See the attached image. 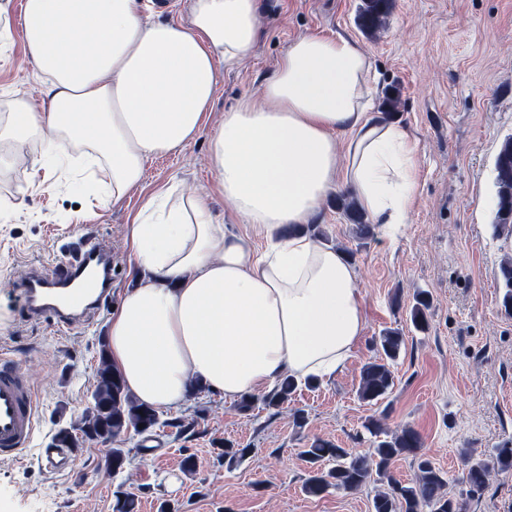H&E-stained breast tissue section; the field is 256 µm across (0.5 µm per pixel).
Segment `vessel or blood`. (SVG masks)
<instances>
[{"mask_svg":"<svg viewBox=\"0 0 512 512\" xmlns=\"http://www.w3.org/2000/svg\"><path fill=\"white\" fill-rule=\"evenodd\" d=\"M97 262L111 266V256L94 240L79 245L70 259L53 267L36 265L18 281L26 310L34 316L51 315L68 323L71 315L87 308L91 287L84 280V267ZM37 402L28 378L20 373L8 354H0V458L22 459L35 430Z\"/></svg>","mask_w":512,"mask_h":512,"instance_id":"vessel-or-blood-1","label":"vessel or blood"}]
</instances>
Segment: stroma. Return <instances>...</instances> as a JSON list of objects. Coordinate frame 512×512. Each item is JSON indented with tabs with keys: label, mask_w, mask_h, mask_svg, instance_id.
<instances>
[{
	"label": "stroma",
	"mask_w": 512,
	"mask_h": 512,
	"mask_svg": "<svg viewBox=\"0 0 512 512\" xmlns=\"http://www.w3.org/2000/svg\"><path fill=\"white\" fill-rule=\"evenodd\" d=\"M24 0H0L10 22L0 40V113L16 99L45 102L24 49ZM362 0H261L259 40L241 66L221 69L215 103L198 136L180 151L154 158L138 187L108 200L109 174L53 181L39 140L24 161L0 167V352L31 374L37 399L35 436L23 460L0 459V512H112L122 490L139 512H371L376 483L356 491L305 493L307 464L299 451L317 439L358 454L377 417L386 432L414 428L421 451L448 476L464 512H512V470L493 474L478 492L464 478L460 453L490 456L512 448V314L501 305L502 261L512 233L496 227L495 159L512 135V0H392L384 29L358 23ZM318 33L356 39L372 61L376 101L399 97L393 122L417 143L416 201L394 233L375 227L353 237L337 210L344 187L328 193L314 222L325 240L353 252L366 331L353 357L332 379L299 385L288 403H256L243 412L211 391H196L179 409H162L151 433L122 438L128 458L113 472L95 443L68 449L64 470L43 469L39 455L59 429L76 430L92 404L100 351L112 312L131 284L127 226L146 197L170 186L209 193L224 223L236 218L212 193L210 139L225 109L259 96L288 43ZM94 236L112 252V296L100 317L62 326L29 319L13 284L34 261L55 264ZM428 294L429 327L416 331L409 311ZM400 329L405 347L393 367L395 386L379 404L358 396L362 367L376 359L375 341ZM304 411L295 427L292 415ZM249 448L239 465L224 462L225 443ZM192 457L193 471L182 462Z\"/></svg>",
	"instance_id": "stroma-1"
}]
</instances>
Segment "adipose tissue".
Returning a JSON list of instances; mask_svg holds the SVG:
<instances>
[{"label": "adipose tissue", "mask_w": 512, "mask_h": 512, "mask_svg": "<svg viewBox=\"0 0 512 512\" xmlns=\"http://www.w3.org/2000/svg\"><path fill=\"white\" fill-rule=\"evenodd\" d=\"M22 25L50 106L27 101L0 118V147L15 161L34 137L58 158L82 147L109 170L118 202L148 160L197 137L219 67L254 53L259 0H189L170 22L143 17L135 0H25ZM370 70L355 40L304 35L260 99L225 111L210 164L243 230L204 194L145 200L127 229L134 284L108 330L112 365L139 403L180 408L198 382L231 402L287 374L333 378L352 358L366 329L355 266L282 230L311 223L341 183L370 223H406L416 143L375 116Z\"/></svg>", "instance_id": "ef3b65f1"}]
</instances>
